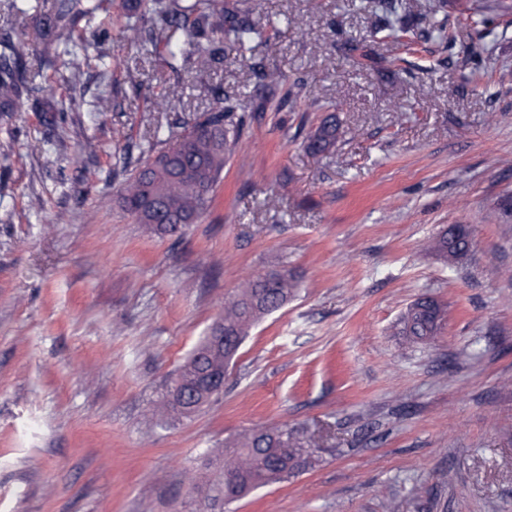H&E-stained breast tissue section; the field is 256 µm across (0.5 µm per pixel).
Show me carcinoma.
Here are the masks:
<instances>
[{
    "instance_id": "obj_1",
    "label": "carcinoma",
    "mask_w": 512,
    "mask_h": 512,
    "mask_svg": "<svg viewBox=\"0 0 512 512\" xmlns=\"http://www.w3.org/2000/svg\"><path fill=\"white\" fill-rule=\"evenodd\" d=\"M447 0H381L382 16L375 32L392 37L408 31L407 17L416 7L436 15ZM112 7V0H55L51 11L39 15L23 38L13 46L15 55L28 46H41L45 54L62 57L60 77L70 82L80 79L89 67V55L77 48L74 33L78 26L89 30L97 15ZM261 31L253 18L251 0H140L139 12L124 28V39L139 44L147 41L165 50L163 63L173 72L203 71L220 59L224 42L239 50ZM258 109L276 112L297 107L300 102L316 106L319 100L302 79L286 83L280 68L264 66ZM20 95V81L7 70L0 75V108L11 106ZM216 107L195 117L157 127L153 138L132 161L122 153L125 181L117 195L118 208L159 233L172 235L194 223L209 207L212 194L224 169V159L247 129L252 115L242 104L216 87L212 89ZM336 120H323L307 137L308 146L322 152L336 146ZM465 228L454 226L435 240V249L452 262L468 251ZM295 275L288 269H275L224 304V315L217 324L224 335L245 339L249 330L265 316L284 306L296 292ZM440 306L426 298L414 302L403 320V332L417 339L436 335ZM238 351L229 344H216L202 338L188 359L177 369L175 381L190 388L201 387L211 374H222ZM167 400L161 411L188 418L201 406ZM311 442H302L286 429L243 435L224 444L218 478L202 490L206 512H224V503L244 498L255 489L270 486L306 469Z\"/></svg>"
}]
</instances>
